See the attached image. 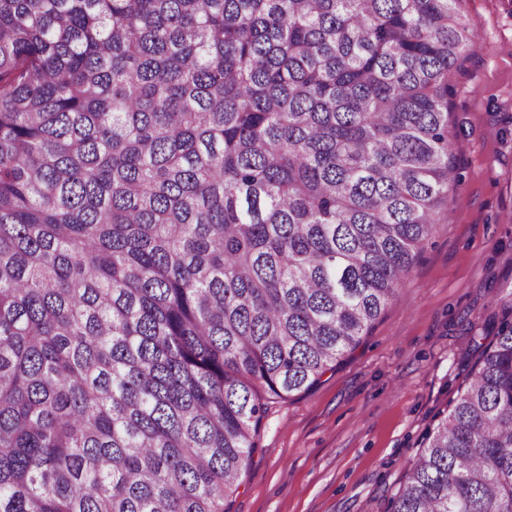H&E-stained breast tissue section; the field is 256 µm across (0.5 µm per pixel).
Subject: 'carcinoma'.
<instances>
[{
  "mask_svg": "<svg viewBox=\"0 0 512 512\" xmlns=\"http://www.w3.org/2000/svg\"><path fill=\"white\" fill-rule=\"evenodd\" d=\"M459 2L0 0V512H226L449 220ZM476 348L387 512H512Z\"/></svg>",
  "mask_w": 512,
  "mask_h": 512,
  "instance_id": "carcinoma-1",
  "label": "carcinoma"
}]
</instances>
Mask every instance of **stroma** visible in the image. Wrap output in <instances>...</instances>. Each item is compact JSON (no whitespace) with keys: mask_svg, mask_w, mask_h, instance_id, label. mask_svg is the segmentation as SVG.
I'll list each match as a JSON object with an SVG mask.
<instances>
[{"mask_svg":"<svg viewBox=\"0 0 512 512\" xmlns=\"http://www.w3.org/2000/svg\"><path fill=\"white\" fill-rule=\"evenodd\" d=\"M480 48L456 77L459 184L397 299L309 390L269 401L227 512H387L422 438L494 338L512 283V0H461Z\"/></svg>","mask_w":512,"mask_h":512,"instance_id":"obj_1","label":"stroma"}]
</instances>
